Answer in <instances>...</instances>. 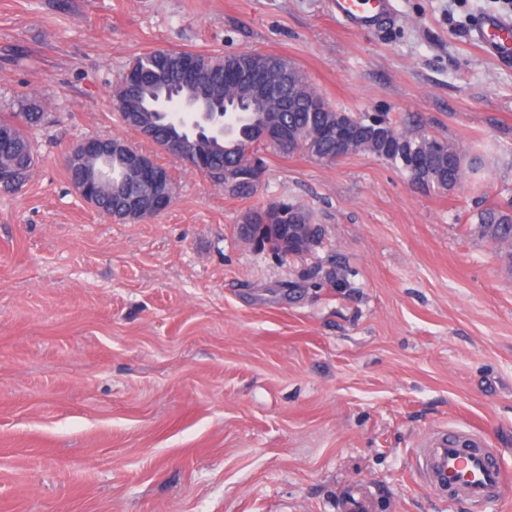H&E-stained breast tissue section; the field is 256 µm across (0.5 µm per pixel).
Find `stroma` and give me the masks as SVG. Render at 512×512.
<instances>
[{"label":"stroma","mask_w":512,"mask_h":512,"mask_svg":"<svg viewBox=\"0 0 512 512\" xmlns=\"http://www.w3.org/2000/svg\"><path fill=\"white\" fill-rule=\"evenodd\" d=\"M369 33L327 0H0V113L36 95L38 162L0 190V512H464L422 486L419 441L485 431L512 467V269L471 227L512 203V60L472 31L506 0H395ZM154 49L288 57L333 108L386 112L480 157L452 191L368 153L260 150L247 198L125 128L112 91ZM127 140L176 198L144 223L85 203L61 156ZM322 225L283 259L245 213ZM350 267V287H318ZM282 206L281 214L275 211L265 210L264 207L249 211L251 213L250 227L246 233L238 231L239 235L255 244L258 242L263 249L268 248L278 257H294L297 254L310 251L315 245L322 244L324 229L319 224H312V218L309 211L302 205L295 203H287L282 201H274ZM286 224H307L315 227L312 235L311 243L303 246L299 251H292L284 247L285 238L287 236ZM249 239H246V238ZM321 274L319 277V287L324 288H347L350 287L349 276H351V270L345 262L336 259L331 262L325 271L320 268L317 274ZM334 283V285H333Z\"/></svg>","instance_id":"1"}]
</instances>
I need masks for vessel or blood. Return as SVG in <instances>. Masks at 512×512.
<instances>
[{"label":"vessel or blood","mask_w":512,"mask_h":512,"mask_svg":"<svg viewBox=\"0 0 512 512\" xmlns=\"http://www.w3.org/2000/svg\"><path fill=\"white\" fill-rule=\"evenodd\" d=\"M333 12L347 28L370 31L393 17V0H331ZM476 41L496 58L512 56V21L498 16L483 18L474 31ZM415 467L424 484L444 501L464 505L466 512H487L512 490L497 449L486 437L469 429H437L420 443Z\"/></svg>","instance_id":"obj_1"}]
</instances>
